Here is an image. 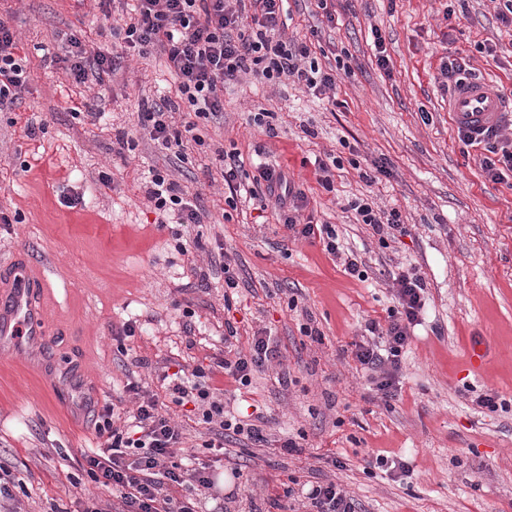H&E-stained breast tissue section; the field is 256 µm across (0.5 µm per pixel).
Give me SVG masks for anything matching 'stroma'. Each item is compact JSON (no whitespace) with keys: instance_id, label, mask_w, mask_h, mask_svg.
Segmentation results:
<instances>
[{"instance_id":"stroma-1","label":"stroma","mask_w":512,"mask_h":512,"mask_svg":"<svg viewBox=\"0 0 512 512\" xmlns=\"http://www.w3.org/2000/svg\"><path fill=\"white\" fill-rule=\"evenodd\" d=\"M461 6L356 0L331 27L315 0H288L284 35L311 42L320 67L333 70L334 100L248 76L225 85L222 117L199 120L204 146L187 138L175 152L151 141L137 118L175 92L162 58L124 62L100 92L52 61L66 33L111 46L110 31L99 27L100 0H0L30 65L21 104L0 112V211L17 218L0 223V267L24 251L50 283L45 341L0 348V464L23 482L13 490L23 512H77L90 494L112 501L80 467L97 445L88 401L127 400L131 382L161 392L163 366L210 365L229 346L247 349L260 329L271 332L278 359L250 387L222 373L212 385L226 411L249 422L262 415L268 442L208 450L200 425L187 424L188 444L200 446L217 476L201 512H277L267 495L290 475L302 485L336 481L361 512H512V408L475 404L494 393L512 405V177H484L481 150L460 141L436 80L444 57H466L480 80L512 98V31L494 0H467L468 20H446ZM376 29L385 70L376 64ZM96 95L103 120L73 117ZM262 108L270 113L265 128L250 119ZM34 117L46 130L30 138ZM120 131L136 144L123 158L112 152ZM218 148L238 151L244 176L260 162L288 174L316 220L334 224L342 245L363 257L366 280L346 274L320 243L289 238L275 208H226ZM332 155L341 166L327 190L314 162ZM379 160L388 174L366 183L363 172ZM167 164L200 207L201 225L158 226L143 185L150 169ZM103 172L111 187L100 183ZM67 195L79 204L63 205ZM364 195L398 209L409 235L380 244L346 208ZM226 261L242 281L229 299ZM413 270L426 307L402 357L397 395L387 400L353 344L367 320H386L393 274ZM131 318L139 332L119 339ZM309 319L321 341L300 334ZM230 326L237 336L228 344ZM121 343L127 354L118 353ZM477 349L485 354L479 366L470 360ZM289 437L298 452L280 453L275 441ZM379 456L404 461L406 473L376 468Z\"/></svg>"}]
</instances>
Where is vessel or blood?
Instances as JSON below:
<instances>
[{
  "instance_id": "b4317fda",
  "label": "vessel or blood",
  "mask_w": 512,
  "mask_h": 512,
  "mask_svg": "<svg viewBox=\"0 0 512 512\" xmlns=\"http://www.w3.org/2000/svg\"><path fill=\"white\" fill-rule=\"evenodd\" d=\"M506 108L504 97L487 83L467 80L451 97L450 110L457 124L483 128L498 123ZM48 281L34 271L27 257H20L0 274V344L14 350L25 347L26 337L47 332L42 298Z\"/></svg>"
}]
</instances>
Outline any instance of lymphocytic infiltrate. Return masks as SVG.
Wrapping results in <instances>:
<instances>
[{"label":"lymphocytic infiltrate","instance_id":"obj_1","mask_svg":"<svg viewBox=\"0 0 512 512\" xmlns=\"http://www.w3.org/2000/svg\"><path fill=\"white\" fill-rule=\"evenodd\" d=\"M115 5L123 23L124 37L118 50L102 51L93 43L70 35L63 38L56 56L68 78L105 85L118 70L123 56L146 55L156 50L166 55L178 84L175 98H163L140 113V122L149 129L151 140L163 148L182 146L183 134L193 133L201 118L218 116L224 110V86L250 73L269 82L288 79L314 95L336 88L335 74L320 68L305 41L283 40L280 23L284 0H108ZM27 60L18 52V39L8 19L0 17V110L16 107L28 89ZM185 118L183 130L173 128L174 113ZM512 118L475 129L462 126L459 139L467 146H483L479 165L485 178L500 182L512 174ZM221 175L230 208L239 202H271L294 237L319 241L323 249L339 259L345 272L365 278V263L359 254L344 251L335 226L315 222L307 215L306 193L288 181L274 166L261 164L251 182L242 179L238 152L219 151ZM145 195L153 204L159 224H196L198 207L181 196L169 173L152 169L145 183ZM358 223L370 225L382 238L408 235L401 213L383 210L372 200L349 202ZM394 307L387 322L369 320L359 342L355 359L375 374L384 398L394 396L401 357L409 345L412 329L424 310V285L420 275L401 272L393 278ZM278 355L276 343L266 330L254 334L248 352L217 361L215 366L195 368L192 373L177 370L162 374L161 380L171 403H193L192 417L206 427L203 448L223 447L238 437L260 443L261 428L226 414L224 401L210 381L215 371H223L241 386H249L253 372ZM135 406L127 419L116 421L113 406H104L97 415V448L84 452L81 467L91 482L111 489L116 497L112 507H103L96 496H88L82 512H196L197 496L214 485L210 464L196 454L178 459L176 451L184 443L182 425L169 413L171 403L157 394L128 384Z\"/></svg>","mask_w":512,"mask_h":512}]
</instances>
